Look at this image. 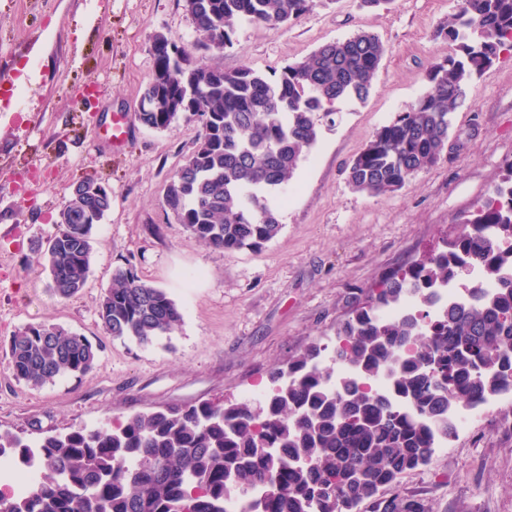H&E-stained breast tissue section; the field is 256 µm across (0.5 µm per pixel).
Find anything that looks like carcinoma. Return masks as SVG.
<instances>
[{"instance_id":"cac0c4a2","label":"carcinoma","mask_w":512,"mask_h":512,"mask_svg":"<svg viewBox=\"0 0 512 512\" xmlns=\"http://www.w3.org/2000/svg\"><path fill=\"white\" fill-rule=\"evenodd\" d=\"M316 0H183L195 47L215 58L234 47L236 25H287ZM435 35L457 43L427 70L429 89L381 126L347 165L353 190H400L448 149L453 114L475 77L512 50V0H461ZM154 71L139 121L163 130L187 112L201 117L196 149L172 176L165 207L188 235L226 252L260 250L281 232L282 192L335 122V104L366 99L387 49L370 31L324 44L269 78L249 66L226 70L194 61L166 35L153 36ZM176 48L171 53L168 47ZM112 207L100 181L74 186L59 231L42 253L55 292L68 298L91 271L92 230ZM497 281L488 293L468 284L471 302L438 317L436 289L472 275ZM417 299L399 319L380 313ZM97 317L114 339L147 346L181 322L175 301L117 268ZM334 366L311 345L270 372L263 400L203 401L136 412L109 428L78 427L26 443L0 431V459L38 471L30 492L0 490V512H424L381 492L434 456L433 434H451L448 414L512 393V159L499 182L438 245L394 271L337 329ZM99 348L57 324L26 325L10 336L14 375L39 388L98 363ZM388 376L389 393L371 381Z\"/></svg>"}]
</instances>
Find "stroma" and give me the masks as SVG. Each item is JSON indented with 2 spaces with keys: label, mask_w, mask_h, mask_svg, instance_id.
Returning <instances> with one entry per match:
<instances>
[{
  "label": "stroma",
  "mask_w": 512,
  "mask_h": 512,
  "mask_svg": "<svg viewBox=\"0 0 512 512\" xmlns=\"http://www.w3.org/2000/svg\"><path fill=\"white\" fill-rule=\"evenodd\" d=\"M455 10L456 0H395L380 13L359 0H318L287 25H237L236 45L220 59L227 69L276 76L361 30L387 53L368 99L339 103L335 126L323 128L290 180L279 236L258 251L227 253L190 238L163 204L197 145V117L163 131L134 123L119 151L101 137L113 114L136 113L154 70V34L192 48L182 0H0V71L27 90L15 120H0V430L35 441L140 411L241 400L311 344L334 349L337 325L365 294L438 243L512 158L506 52L475 78L436 166L380 196L347 182L352 158L425 90L428 67L456 54L434 35ZM86 178L109 187L112 207L94 227L85 287L63 298L37 249ZM28 182L33 192H18ZM128 265L182 314L170 335L144 347L113 339L96 314L113 271ZM39 323L102 344L98 366L41 388L18 380L1 349L17 328ZM397 490L425 512H512V400L404 474Z\"/></svg>",
  "instance_id": "obj_1"
}]
</instances>
